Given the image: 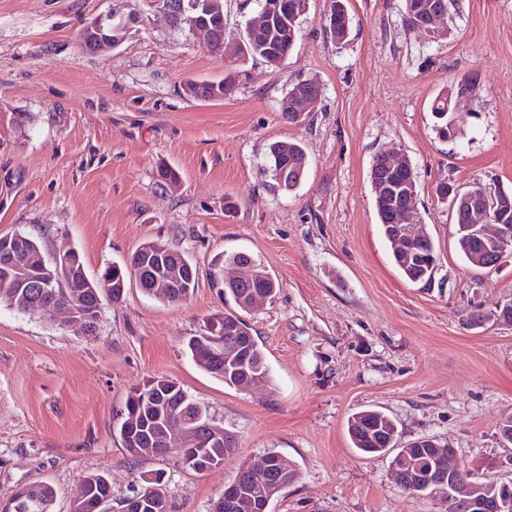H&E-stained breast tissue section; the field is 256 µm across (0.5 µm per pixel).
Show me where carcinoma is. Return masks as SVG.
Returning a JSON list of instances; mask_svg holds the SVG:
<instances>
[{
    "label": "carcinoma",
    "instance_id": "obj_1",
    "mask_svg": "<svg viewBox=\"0 0 512 512\" xmlns=\"http://www.w3.org/2000/svg\"><path fill=\"white\" fill-rule=\"evenodd\" d=\"M309 0H293L296 11H283L276 15L272 25L261 31L244 26L239 34L235 50L224 55V22L217 9L206 15L212 37V49L226 56L229 65L248 58H260L275 65L278 57L291 52L294 43L288 34L299 37L301 18L308 11ZM445 5L447 13L458 9L457 0H404L403 21L412 27L414 9L424 12ZM325 29L330 39L341 43L349 35L350 18L344 0H330L329 16ZM475 75L469 74L440 91L431 103L434 131L438 138L449 141L457 138L458 120L448 105V100L458 89L474 84ZM186 87L197 99L211 100L218 92L232 94L235 81L231 74L213 87L209 81L189 80ZM270 174L276 188L291 190L301 183L307 168V156L297 140L275 141L268 147ZM370 186L383 234L389 242L395 265L410 281L427 282L434 275L436 250L433 240L424 232L417 234L416 241L406 242L398 237L396 223L390 217L391 198L382 194L380 185L386 181L401 188L417 179L413 170L392 173L386 169L384 155L376 156L370 170ZM486 206L502 215L503 223L512 227V193L504 199L500 193H486ZM458 249L467 264L482 268L486 264L490 247L482 225L466 212L452 209ZM229 262L246 266L249 286L226 288L224 297L233 302L235 309L215 314L206 333L192 336L186 342V350L202 371L220 378L224 385L238 388L256 385L269 389L272 377L265 353L250 332L244 316L256 311L268 302L279 288V283L249 255L236 253ZM9 265L14 269L17 281L6 288L0 286V302L4 301L20 313L36 314L39 307H48L54 313L59 327H73L88 333L96 331L94 320L99 317L105 301L120 300L130 284L131 269L145 265L150 268L149 287L139 285L143 292L167 305L186 302L197 286V269L187 256L177 248L158 241L142 243L131 255L125 266L107 268L98 279L86 274L78 251L62 257L51 254L40 237L23 234V240L14 249L0 247V269ZM49 278L54 287L38 297L35 289L26 285L32 277ZM493 321L512 325V303L497 304L474 316L476 322ZM203 407L191 398L176 382L155 378L143 389L130 390L125 401L116 432L123 448L135 462H144L165 456L169 447L183 449V466L190 470L203 463L217 468L224 464V457L233 453L229 444H237L236 436L224 426L209 419L208 442L203 445L204 454L198 460H190L192 449L197 447L196 419ZM348 433L354 448L364 454H393L391 467L397 469L398 486L408 492L432 495L433 490L448 487V473L458 471L461 462L448 448H428L417 442H404L395 420L388 414L366 409L348 420ZM296 478L291 470L281 475L274 470L255 476L252 485L238 497L233 512H258L256 498L268 507L271 502ZM83 493L71 499L70 512H103L100 504L112 503V475L108 472L89 473L80 482ZM504 482L489 472L474 471L469 482L460 486V493L475 497L502 496ZM138 494L150 501L149 512H171L164 483L160 477L146 482ZM25 501L31 509L23 512H54V489L46 483L25 487Z\"/></svg>",
    "mask_w": 512,
    "mask_h": 512
}]
</instances>
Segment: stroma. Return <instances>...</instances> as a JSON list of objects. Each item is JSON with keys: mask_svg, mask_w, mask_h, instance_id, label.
I'll use <instances>...</instances> for the list:
<instances>
[{"mask_svg": "<svg viewBox=\"0 0 512 512\" xmlns=\"http://www.w3.org/2000/svg\"><path fill=\"white\" fill-rule=\"evenodd\" d=\"M137 0H0V233L42 235L77 248L99 278L159 240L198 270L185 303L168 306L129 286L104 303L95 335L59 328L0 303V502L20 487H55L54 512L91 471L112 474V498L160 471L174 512H209L240 464L274 452L297 478L270 512H448L404 492L386 455L361 456L351 415L374 408L403 441L434 438L469 464L512 478L497 435L512 414V326L469 323L512 301V253L496 269L468 266L435 188L476 180L512 190V0H461L438 42L407 31L403 0H346L350 34L327 38V0H310L285 63L251 58L228 71L200 37L158 18L118 47L84 51L85 22L127 14ZM233 73L231 95L189 98L187 80ZM479 74L461 103L456 140H440L430 103ZM322 93L304 125L284 119L290 83ZM298 139L303 182L275 192L266 147ZM405 155L417 173V218L437 252L433 278L394 265L369 182L375 157ZM181 174L177 189L157 175ZM246 253L280 283L247 321L274 392L225 386L184 350L206 318L231 306L210 283L215 255ZM164 377L237 438L220 469L199 474L178 456L131 460L116 415L134 386Z\"/></svg>", "mask_w": 512, "mask_h": 512, "instance_id": "obj_1", "label": "stroma"}]
</instances>
